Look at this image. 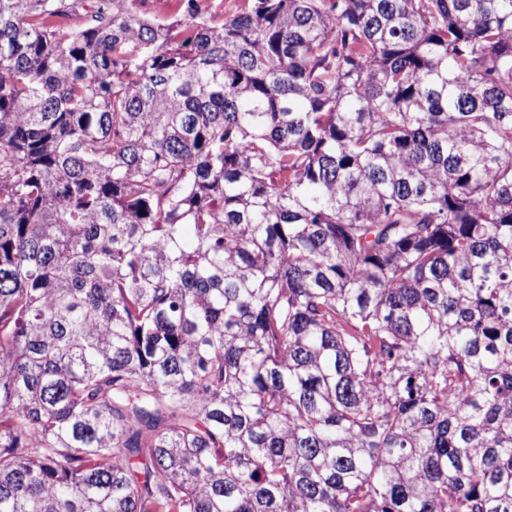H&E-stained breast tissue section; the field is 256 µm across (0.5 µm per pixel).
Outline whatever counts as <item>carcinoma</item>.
Listing matches in <instances>:
<instances>
[{
	"instance_id": "cac0c4a2",
	"label": "carcinoma",
	"mask_w": 512,
	"mask_h": 512,
	"mask_svg": "<svg viewBox=\"0 0 512 512\" xmlns=\"http://www.w3.org/2000/svg\"><path fill=\"white\" fill-rule=\"evenodd\" d=\"M0 0V512H512V0Z\"/></svg>"
}]
</instances>
